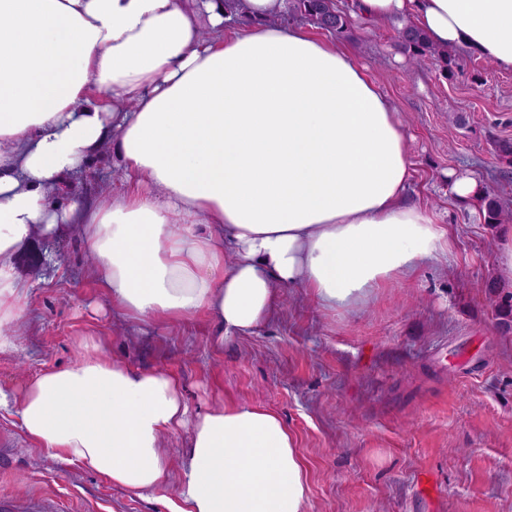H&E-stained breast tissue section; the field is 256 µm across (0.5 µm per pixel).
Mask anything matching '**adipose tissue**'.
<instances>
[{
  "mask_svg": "<svg viewBox=\"0 0 512 512\" xmlns=\"http://www.w3.org/2000/svg\"><path fill=\"white\" fill-rule=\"evenodd\" d=\"M285 0H0V353L27 322L18 271L37 240L78 233L89 273L137 325L206 313L213 338L273 316L278 290L352 309L448 256L447 230L408 194L402 122L339 43L278 22ZM367 21H409L441 47L512 69V0H352ZM108 149L125 188L54 198ZM69 366L16 399L28 443L179 512H304L295 439L275 412L189 415L160 369L79 343ZM187 432L179 463L166 441Z\"/></svg>",
  "mask_w": 512,
  "mask_h": 512,
  "instance_id": "1",
  "label": "adipose tissue"
}]
</instances>
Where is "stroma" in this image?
<instances>
[{
	"label": "stroma",
	"instance_id": "35a3bbf8",
	"mask_svg": "<svg viewBox=\"0 0 512 512\" xmlns=\"http://www.w3.org/2000/svg\"><path fill=\"white\" fill-rule=\"evenodd\" d=\"M395 30L353 19L340 43L387 93L408 139L411 198L452 238V254L346 311L283 287L268 324L215 343L206 314L133 329L99 311L103 290L79 238L40 240L21 262L28 323L0 354V391L71 364L77 343L162 368L190 412L224 402L277 413L307 481L305 512H512V331L484 289L496 278L497 232L449 176L466 173L512 210V166L494 153L512 139V69L467 51L454 75L409 63ZM110 153L95 156L59 199L121 189ZM174 492L139 496L25 439L0 409V512H174Z\"/></svg>",
	"mask_w": 512,
	"mask_h": 512
}]
</instances>
